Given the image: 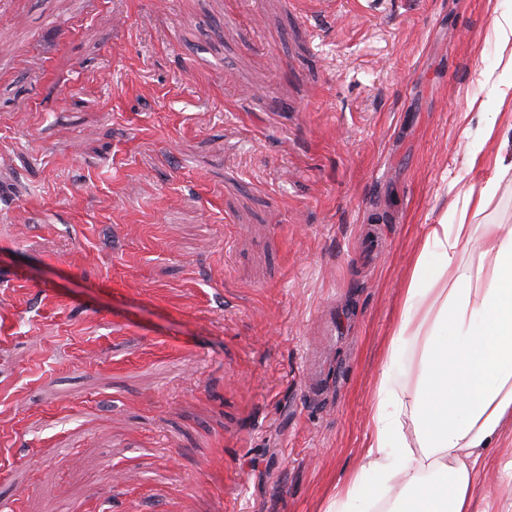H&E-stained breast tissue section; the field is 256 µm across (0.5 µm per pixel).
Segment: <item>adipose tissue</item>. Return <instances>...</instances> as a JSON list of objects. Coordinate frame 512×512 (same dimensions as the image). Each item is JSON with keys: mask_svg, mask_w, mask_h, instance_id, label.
<instances>
[{"mask_svg": "<svg viewBox=\"0 0 512 512\" xmlns=\"http://www.w3.org/2000/svg\"><path fill=\"white\" fill-rule=\"evenodd\" d=\"M512 416V225H425L389 333L361 463L322 512H473Z\"/></svg>", "mask_w": 512, "mask_h": 512, "instance_id": "adipose-tissue-1", "label": "adipose tissue"}]
</instances>
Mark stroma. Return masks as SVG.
I'll return each instance as SVG.
<instances>
[{
  "instance_id": "1",
  "label": "stroma",
  "mask_w": 512,
  "mask_h": 512,
  "mask_svg": "<svg viewBox=\"0 0 512 512\" xmlns=\"http://www.w3.org/2000/svg\"><path fill=\"white\" fill-rule=\"evenodd\" d=\"M504 15L512 0H11L6 512H321L359 465L422 226L493 178L468 221L512 225ZM511 461L512 421L479 512H512Z\"/></svg>"
}]
</instances>
